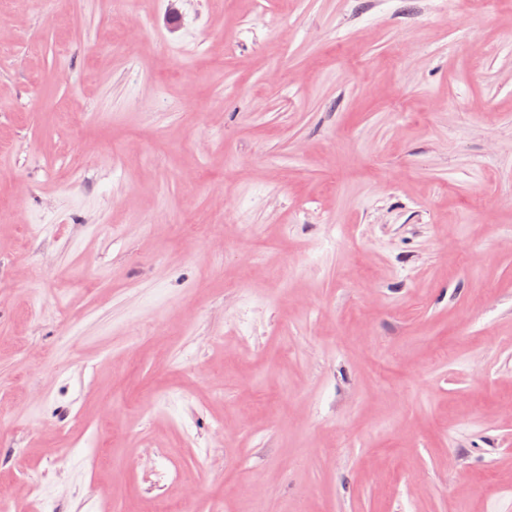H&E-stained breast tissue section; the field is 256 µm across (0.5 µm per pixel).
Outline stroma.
Masks as SVG:
<instances>
[{"label": "stroma", "instance_id": "obj_1", "mask_svg": "<svg viewBox=\"0 0 512 512\" xmlns=\"http://www.w3.org/2000/svg\"><path fill=\"white\" fill-rule=\"evenodd\" d=\"M0 0L16 512H512V0Z\"/></svg>", "mask_w": 512, "mask_h": 512}]
</instances>
